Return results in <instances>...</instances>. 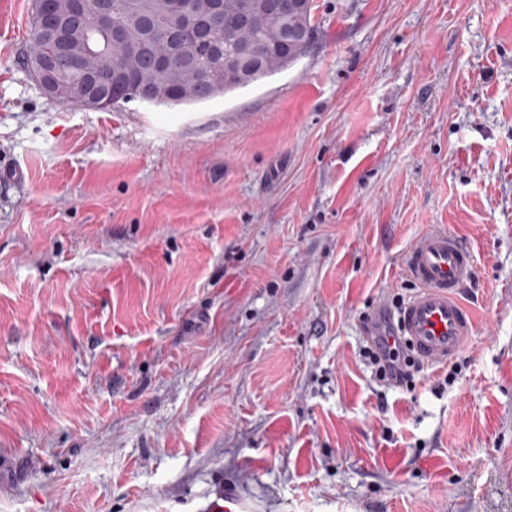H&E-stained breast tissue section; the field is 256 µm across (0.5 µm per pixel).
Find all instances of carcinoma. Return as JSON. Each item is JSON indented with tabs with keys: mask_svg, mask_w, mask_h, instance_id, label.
Masks as SVG:
<instances>
[{
	"mask_svg": "<svg viewBox=\"0 0 512 512\" xmlns=\"http://www.w3.org/2000/svg\"><path fill=\"white\" fill-rule=\"evenodd\" d=\"M109 2L112 20L127 31V44L119 52L108 51L87 58L79 69L65 50L45 43L36 24L30 23L32 42L25 65H30L35 56L51 54L62 73L53 104L77 105L72 85L86 71L116 78L118 95L112 100L114 109L141 100V88L152 81L166 83L174 92L172 97L161 101L164 106L206 101L282 71L309 52L316 33L312 11H294L291 0H265L258 15L246 11L244 0H220L223 22L208 28L204 40L196 41L200 64L186 69L175 58L187 41L185 27L183 21H175L170 0H137L133 10L130 9L132 0ZM255 46L262 48L258 64L237 72L224 70V57L212 55L215 47L234 53ZM161 53L170 59L166 67L156 65V56Z\"/></svg>",
	"mask_w": 512,
	"mask_h": 512,
	"instance_id": "cac0c4a2",
	"label": "carcinoma"
}]
</instances>
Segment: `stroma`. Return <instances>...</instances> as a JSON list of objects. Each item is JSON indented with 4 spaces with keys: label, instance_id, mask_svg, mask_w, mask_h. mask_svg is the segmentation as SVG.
Instances as JSON below:
<instances>
[{
    "label": "stroma",
    "instance_id": "stroma-1",
    "mask_svg": "<svg viewBox=\"0 0 512 512\" xmlns=\"http://www.w3.org/2000/svg\"><path fill=\"white\" fill-rule=\"evenodd\" d=\"M0 0V512H512V0H313L209 101L51 104ZM435 226L466 348L377 381Z\"/></svg>",
    "mask_w": 512,
    "mask_h": 512
}]
</instances>
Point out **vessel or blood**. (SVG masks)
Masks as SVG:
<instances>
[{
	"instance_id": "b4317fda",
	"label": "vessel or blood",
	"mask_w": 512,
	"mask_h": 512,
	"mask_svg": "<svg viewBox=\"0 0 512 512\" xmlns=\"http://www.w3.org/2000/svg\"><path fill=\"white\" fill-rule=\"evenodd\" d=\"M404 271L418 289L396 315V334L424 364L447 363L474 331L473 316L459 298L473 275L472 253L458 235L435 227L409 248Z\"/></svg>"
}]
</instances>
